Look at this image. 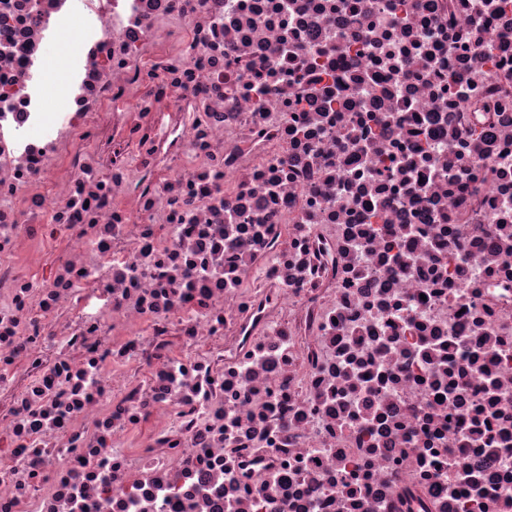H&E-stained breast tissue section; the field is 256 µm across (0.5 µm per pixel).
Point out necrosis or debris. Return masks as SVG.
<instances>
[{
    "instance_id": "1",
    "label": "necrosis or debris",
    "mask_w": 512,
    "mask_h": 512,
    "mask_svg": "<svg viewBox=\"0 0 512 512\" xmlns=\"http://www.w3.org/2000/svg\"><path fill=\"white\" fill-rule=\"evenodd\" d=\"M0 439V512H512V0H0ZM76 56V45L70 34L64 33L58 36L54 47L47 54L44 66L52 70L55 78L62 80L69 75Z\"/></svg>"
}]
</instances>
